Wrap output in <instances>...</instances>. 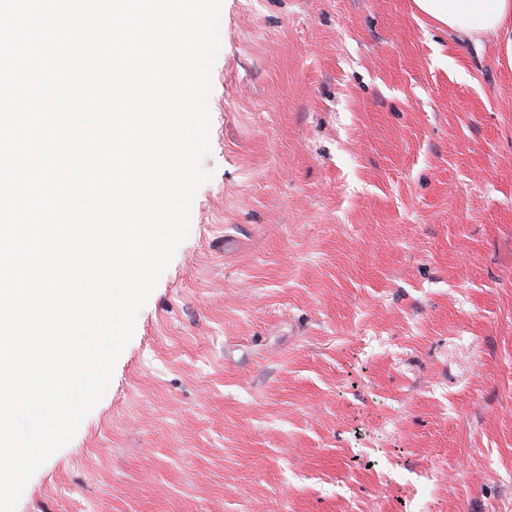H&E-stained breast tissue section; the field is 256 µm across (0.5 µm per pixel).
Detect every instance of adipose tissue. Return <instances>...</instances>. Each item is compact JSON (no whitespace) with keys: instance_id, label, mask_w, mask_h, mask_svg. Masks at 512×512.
<instances>
[{"instance_id":"ef3b65f1","label":"adipose tissue","mask_w":512,"mask_h":512,"mask_svg":"<svg viewBox=\"0 0 512 512\" xmlns=\"http://www.w3.org/2000/svg\"><path fill=\"white\" fill-rule=\"evenodd\" d=\"M434 22L475 41L495 40L501 59L512 68V0H414Z\"/></svg>"}]
</instances>
